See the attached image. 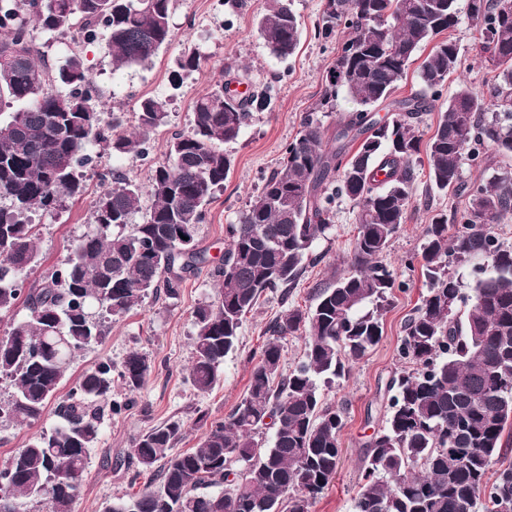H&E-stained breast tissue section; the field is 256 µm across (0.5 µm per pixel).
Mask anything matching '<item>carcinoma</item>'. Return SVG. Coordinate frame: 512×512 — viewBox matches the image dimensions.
I'll list each match as a JSON object with an SVG mask.
<instances>
[{"label": "carcinoma", "mask_w": 512, "mask_h": 512, "mask_svg": "<svg viewBox=\"0 0 512 512\" xmlns=\"http://www.w3.org/2000/svg\"><path fill=\"white\" fill-rule=\"evenodd\" d=\"M457 0H323L316 35L342 26L350 36L328 68L322 96L235 224L226 228L224 260L213 267L214 299L193 311L196 326L188 380L201 394L219 381L235 351L243 316L267 292L286 295L325 236L344 197L358 233L348 270L314 289V305L284 311L253 365L246 394L222 419L199 418L196 447L172 449L184 424L171 420L136 438L116 465L129 483L147 485L103 512H310L332 483L342 457L344 412L325 401L319 384L346 376L383 336L395 285L381 257L397 234L415 183L414 156L425 147L430 182L463 198L457 223L440 212L426 225L421 252L427 294L403 324L397 357L406 368L386 385L383 419L366 443L353 512H512V458L503 434L512 422V246L492 226L512 213V172L465 184V160L486 147L512 156V0H468L479 32L478 54L496 80L489 95L458 84L434 132L421 144L419 127L435 111L457 72L460 47L444 36L459 23ZM172 0H0V379L11 398L0 419L39 421L56 403L59 425L33 437L0 462V512H19L30 498L47 512H74L90 449L105 417L133 399H112L118 382L130 393L151 374L133 351L117 370L102 360L59 396L75 357L101 343L112 318L152 294L175 298L209 259L197 247L206 206L232 167L223 145L237 140L254 111L272 104L275 88L238 94L219 83L193 105L192 129L169 142L151 168L148 187L109 171L112 184L95 200L93 222L64 263L28 290L26 314L15 318L23 276L40 261L38 225L63 198L85 192L79 168L104 144L118 154L148 155L150 136L166 123L168 100L143 99L134 133L124 116L100 124L97 90L81 56L57 67L37 62L29 25L49 34L74 30L92 41L109 31L117 71L151 62L172 37ZM257 30L270 53L288 58L301 31L290 0H265ZM421 91L396 98L416 54ZM69 91L62 94L56 85ZM345 92L356 110L339 123L336 147L324 146L314 113ZM388 104V123L371 112ZM151 206L143 209L144 197ZM145 212L135 224L136 214ZM188 231L177 245L175 234ZM304 339V355L281 373V341ZM271 436H265V431Z\"/></svg>", "instance_id": "cac0c4a2"}]
</instances>
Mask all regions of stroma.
Masks as SVG:
<instances>
[{
    "label": "stroma",
    "mask_w": 512,
    "mask_h": 512,
    "mask_svg": "<svg viewBox=\"0 0 512 512\" xmlns=\"http://www.w3.org/2000/svg\"><path fill=\"white\" fill-rule=\"evenodd\" d=\"M263 3L264 0H176L171 41L158 51L151 64L119 71L112 68L106 30H99L92 42L76 31L64 36L38 29L32 32L36 47L48 62L61 61L73 53L82 56L99 93L97 110L102 121H110L116 113L131 115L147 97L169 99L168 122L151 135V153L157 161L165 159L173 134L190 132L194 100L220 79L241 74L250 86L275 87L272 108L252 113L239 138L224 147L234 165L223 190L207 208L198 241L214 265L224 255L226 226L236 223L264 179L279 166L285 146L299 135L306 112L315 111L323 90L322 78L345 36L340 30L332 40L316 38L314 29L322 0H292L291 8L302 27L300 47L289 58H277L256 29L255 17ZM458 9L462 16L450 36L460 45L463 56L460 69L442 89L446 98L453 94L458 82L483 94L495 81L491 66L473 49L478 34L465 14L467 0H458ZM188 49L200 53L202 64L193 72L178 71L177 60ZM91 154L93 161L84 169L85 193L64 200L53 213L34 218L40 226V263L28 273L27 285L39 284L45 274L62 263L74 240L86 231L101 189L100 172L113 168L143 185L150 179V166L140 164L133 155H116L103 145L94 146ZM413 166L414 197L404 224L383 257L396 283L392 304L384 315L383 337L367 356L353 364L340 384L324 392L329 403L344 410V454L335 480L316 499L311 512H353L364 445L375 427L367 413L379 408L384 384L399 366L396 346L403 323L428 289L421 268L423 228L436 212L451 214L461 205L459 196L437 190L431 184L425 159H415ZM357 232L352 203L337 199L333 226L314 245L315 253L321 256L319 263L306 268L288 297L277 293L260 297L245 315L239 345L225 357L221 380L211 392L197 393L187 372L195 333L193 311L215 295L214 280L206 271L189 278L177 298H146L141 306L113 322L102 343L80 353L67 373V382H75L99 360L121 364L133 351L148 356L152 371L145 387L135 394L136 406L121 416L105 419L100 441L87 460L77 512H102L106 504L133 494L123 472L107 465L106 460L126 452L135 438L178 419L185 425V434L174 449L182 452L195 447L202 433L196 423L200 414L212 418L228 415L247 390L251 367L269 338L271 322L288 308L309 307L316 284L329 282L332 273L347 269ZM58 423L50 409L40 421L28 426L0 424V460Z\"/></svg>",
    "instance_id": "35a3bbf8"
}]
</instances>
